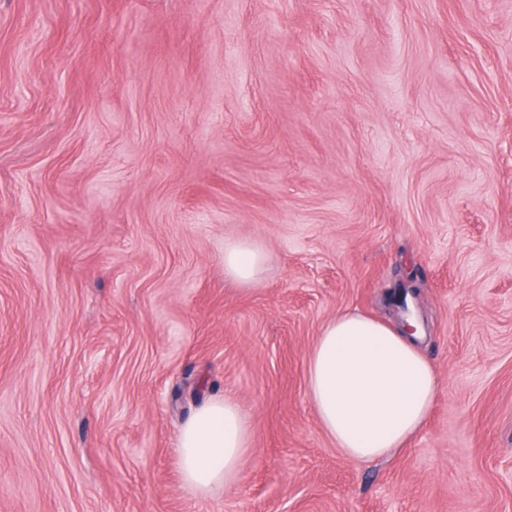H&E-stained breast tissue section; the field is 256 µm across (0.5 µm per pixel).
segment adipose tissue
Wrapping results in <instances>:
<instances>
[{"instance_id":"1","label":"adipose tissue","mask_w":512,"mask_h":512,"mask_svg":"<svg viewBox=\"0 0 512 512\" xmlns=\"http://www.w3.org/2000/svg\"><path fill=\"white\" fill-rule=\"evenodd\" d=\"M267 254L256 241L224 243V273L243 286L259 283ZM308 396L337 448L356 462L403 448L422 429L440 380L412 337L357 311L327 322L306 365ZM250 423L233 397L202 408L177 438L184 483L205 496L236 483Z\"/></svg>"}]
</instances>
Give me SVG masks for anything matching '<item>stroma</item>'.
<instances>
[{"label":"stroma","mask_w":512,"mask_h":512,"mask_svg":"<svg viewBox=\"0 0 512 512\" xmlns=\"http://www.w3.org/2000/svg\"><path fill=\"white\" fill-rule=\"evenodd\" d=\"M400 282L440 388L356 463L306 361ZM0 512H512V0H0ZM266 262L267 254L258 241L224 242V274L242 286L259 283ZM250 423L232 396L202 408L177 438L183 482L205 496L236 483L243 471Z\"/></svg>","instance_id":"obj_1"}]
</instances>
